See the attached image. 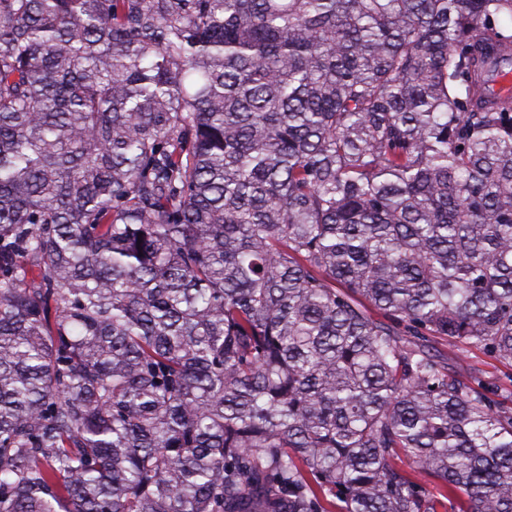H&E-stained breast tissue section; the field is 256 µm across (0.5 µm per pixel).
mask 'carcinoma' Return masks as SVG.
<instances>
[{
	"mask_svg": "<svg viewBox=\"0 0 512 512\" xmlns=\"http://www.w3.org/2000/svg\"><path fill=\"white\" fill-rule=\"evenodd\" d=\"M510 22L0 0V512H512ZM434 350L448 358V369L457 376L472 378L482 383L498 386L496 397L506 406H511L512 365L497 360L482 350L465 349L452 343L437 340L432 344Z\"/></svg>",
	"mask_w": 512,
	"mask_h": 512,
	"instance_id": "carcinoma-1",
	"label": "carcinoma"
}]
</instances>
